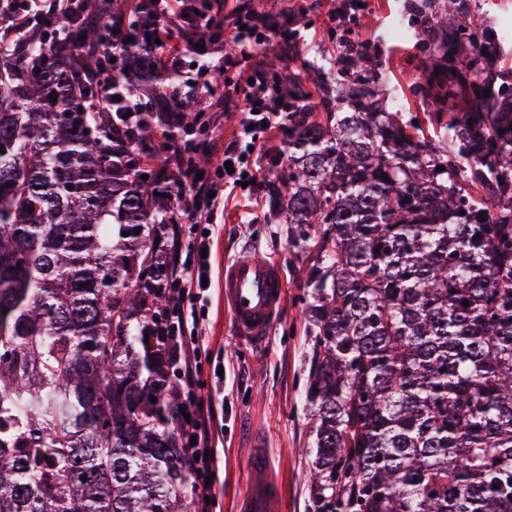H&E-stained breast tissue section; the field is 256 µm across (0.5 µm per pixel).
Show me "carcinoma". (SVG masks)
<instances>
[{
  "label": "carcinoma",
  "mask_w": 512,
  "mask_h": 512,
  "mask_svg": "<svg viewBox=\"0 0 512 512\" xmlns=\"http://www.w3.org/2000/svg\"><path fill=\"white\" fill-rule=\"evenodd\" d=\"M101 33L75 3L66 52L37 41L0 72V512H185L179 391L148 323L175 176L162 145L144 162L124 150L122 115L97 105ZM194 38L227 41L224 21ZM126 50L135 65L160 48ZM344 78L334 99L321 89L319 117L288 76L299 111L270 182L301 226L291 246L315 253L316 512H512V112L451 116L450 152L373 111L382 88L353 89L341 111ZM209 108L182 101V123Z\"/></svg>",
  "instance_id": "carcinoma-1"
}]
</instances>
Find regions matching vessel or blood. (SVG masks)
Masks as SVG:
<instances>
[{"mask_svg": "<svg viewBox=\"0 0 512 512\" xmlns=\"http://www.w3.org/2000/svg\"><path fill=\"white\" fill-rule=\"evenodd\" d=\"M285 281L279 266L254 252L224 262V307L235 339L262 347L270 339L284 302ZM250 489L240 512H282L281 488L262 447L249 459Z\"/></svg>", "mask_w": 512, "mask_h": 512, "instance_id": "b4317fda", "label": "vessel or blood"}]
</instances>
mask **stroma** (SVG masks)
Returning <instances> with one entry per match:
<instances>
[{"label": "stroma", "instance_id": "35a3bbf8", "mask_svg": "<svg viewBox=\"0 0 512 512\" xmlns=\"http://www.w3.org/2000/svg\"><path fill=\"white\" fill-rule=\"evenodd\" d=\"M338 0H260L264 13L297 29L288 53L275 45L263 51L279 72L296 71L311 81L332 78L326 63L340 56L345 41L362 45L369 56L354 78L386 86V111L404 122L447 123L450 113L474 111L477 88L451 76L460 69L471 42L495 45L502 74L494 97L512 95V0H459L465 20L460 37L438 24L422 34L425 19L439 16L440 0H362L350 19L336 22ZM443 57L446 73L431 75V57ZM203 221L208 226L210 282L194 329L200 347L198 399L213 404L211 424L217 450L210 512H236L248 486L253 441H261L284 490V512H313L309 479L315 432L305 401L312 338L303 315L305 273L313 255L294 249L297 225L274 215L268 191H220ZM252 250L276 262L286 282L284 310L264 348L234 340L224 308L221 282L225 259Z\"/></svg>", "mask_w": 512, "mask_h": 512}]
</instances>
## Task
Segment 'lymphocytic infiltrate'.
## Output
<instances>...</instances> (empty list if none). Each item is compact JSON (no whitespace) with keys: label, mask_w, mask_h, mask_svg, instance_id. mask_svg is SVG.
<instances>
[{"label":"lymphocytic infiltrate","mask_w":512,"mask_h":512,"mask_svg":"<svg viewBox=\"0 0 512 512\" xmlns=\"http://www.w3.org/2000/svg\"><path fill=\"white\" fill-rule=\"evenodd\" d=\"M32 0H0V54L13 52V33L26 28L34 30L39 36H46L48 29L58 27L65 19L72 0H54V12L32 13ZM89 13L99 21L105 22L109 36L99 43L101 54L113 57L110 79L100 91V101L105 107H121L120 130L129 146L143 150L148 137L164 139L167 143V162L179 171L180 191L177 203L180 212L179 224L173 225L163 248L173 269L172 286L166 293L165 314L156 326L157 346L169 362L178 365L181 375L183 398L174 408L175 425L182 444V464L195 488L209 491L207 477L212 476L214 468V450L210 446V422L213 418L212 406L198 402L195 389L199 377V351L194 342L188 341L186 334L190 326L196 323L195 304L200 298L202 276L210 270L208 259L201 253L206 242L183 240L181 227L185 224L199 225L205 212L211 207L210 194L219 184L209 176L200 175L198 169L187 166L185 157L196 151L197 145L191 140H180L168 133L169 127L179 125L178 112L170 111L165 115L164 125L145 131L143 115L149 105L142 97L121 92L122 77L126 69V55L117 51L119 45L127 39L130 30L124 19L113 17L111 0H83ZM238 30L234 34L237 51L225 53L220 64L224 71L223 84H215L210 69L203 68L190 87H175L170 92L172 101H179L184 93L213 99L221 90L235 94L243 106V118L240 128L232 139L224 144L223 165L217 166L218 176H223L222 185L234 189L240 183H247L250 190H257L260 182L250 164L254 148L260 147L273 132L283 130V116L295 111L293 102L283 99L279 85L281 77L268 69L265 63L256 59L258 48L274 38H287L282 28L271 25H259L255 13L248 4L236 7ZM157 21L155 32L157 39L164 44L159 57L162 65L169 68L179 67L185 43L190 40L193 23H207V16H193L190 4L183 0L178 6H171L169 0H157ZM244 57L255 58L256 63L249 74H241L240 60Z\"/></svg>","instance_id":"f902f5d3"}]
</instances>
